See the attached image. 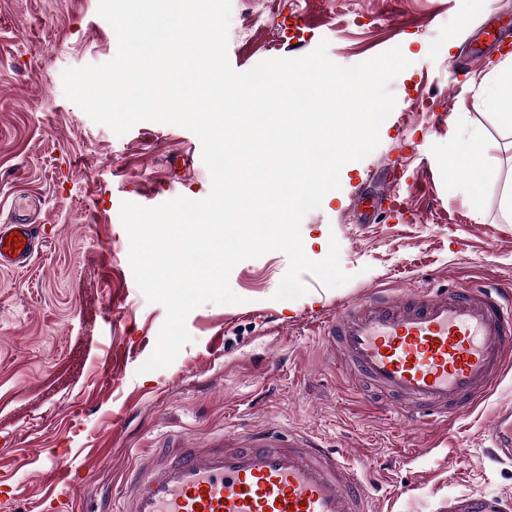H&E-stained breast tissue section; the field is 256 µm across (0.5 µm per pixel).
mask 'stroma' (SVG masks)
I'll list each match as a JSON object with an SVG mask.
<instances>
[{"label":"stroma","mask_w":512,"mask_h":512,"mask_svg":"<svg viewBox=\"0 0 512 512\" xmlns=\"http://www.w3.org/2000/svg\"><path fill=\"white\" fill-rule=\"evenodd\" d=\"M231 2L237 71L306 55L324 38L342 66L396 46L411 62L390 85L397 104L379 147L345 164L340 189L302 222L306 255L323 259L337 239L351 279L330 289L307 274V294L277 301L286 256L245 260L229 279L242 304L194 309L192 343L170 366L141 372L166 309L136 284L120 205L207 197L201 143L155 121L116 135L65 97V69L117 51L98 0H0V214L34 195L46 229L27 270L0 271V512H57L41 500L47 456L73 472L58 487L69 512H101L138 453L167 436L200 441L270 423L350 450L375 512H446L469 495L498 497L499 512H512V461L485 429L512 400V365L452 428L414 427L384 399L364 400L319 336L324 320L374 288L512 290V224L500 210L512 126L493 114L485 86L508 54L496 37L512 31V0ZM295 12L309 27L291 42L282 23ZM472 130L489 145L474 163L458 155ZM390 187L405 214L361 212L360 197ZM98 443L105 453L88 455Z\"/></svg>","instance_id":"obj_1"}]
</instances>
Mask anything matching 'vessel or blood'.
I'll return each instance as SVG.
<instances>
[{
	"instance_id": "1",
	"label": "vessel or blood",
	"mask_w": 512,
	"mask_h": 512,
	"mask_svg": "<svg viewBox=\"0 0 512 512\" xmlns=\"http://www.w3.org/2000/svg\"><path fill=\"white\" fill-rule=\"evenodd\" d=\"M43 246L33 219L0 225V270L28 269ZM321 339L340 353L351 378L389 395L410 423L457 416L492 392L512 354V293L499 288L374 290L327 319ZM489 434L512 455V403L499 406ZM44 491L56 498L69 470L41 463ZM114 512H373L346 450L302 430L265 426L139 455L130 480L113 492Z\"/></svg>"
}]
</instances>
